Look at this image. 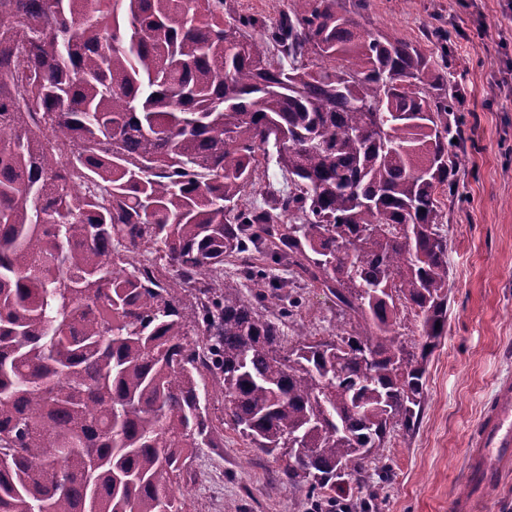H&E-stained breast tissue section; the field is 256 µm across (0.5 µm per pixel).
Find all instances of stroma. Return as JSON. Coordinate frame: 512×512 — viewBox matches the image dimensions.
I'll list each match as a JSON object with an SVG mask.
<instances>
[{"label": "stroma", "mask_w": 512, "mask_h": 512, "mask_svg": "<svg viewBox=\"0 0 512 512\" xmlns=\"http://www.w3.org/2000/svg\"><path fill=\"white\" fill-rule=\"evenodd\" d=\"M362 28L408 40L429 37L448 85L466 91L457 190L444 196L448 312L425 363L414 430H396L356 479L331 495L283 481L282 465L234 430L224 398L209 416L223 430L215 448L187 464L188 512H449L465 490L466 451L498 380L512 375V0H341ZM292 324L318 338L343 328L335 298L303 288Z\"/></svg>", "instance_id": "stroma-1"}]
</instances>
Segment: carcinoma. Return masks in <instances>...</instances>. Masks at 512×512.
I'll use <instances>...</instances> for the list:
<instances>
[{"label":"carcinoma","mask_w":512,"mask_h":512,"mask_svg":"<svg viewBox=\"0 0 512 512\" xmlns=\"http://www.w3.org/2000/svg\"><path fill=\"white\" fill-rule=\"evenodd\" d=\"M460 103L339 0H0V512H187L212 392L312 492L412 430ZM269 144L288 191L247 203ZM296 282L349 328L284 341ZM287 0H226L224 15L227 13L243 15H262L275 19L282 11H287Z\"/></svg>","instance_id":"1"}]
</instances>
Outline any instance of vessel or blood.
<instances>
[{
	"mask_svg": "<svg viewBox=\"0 0 512 512\" xmlns=\"http://www.w3.org/2000/svg\"><path fill=\"white\" fill-rule=\"evenodd\" d=\"M466 480L472 492L453 499L452 512H475L486 490L512 477V380L499 381L493 402L483 416L468 450Z\"/></svg>",
	"mask_w": 512,
	"mask_h": 512,
	"instance_id": "b4317fda",
	"label": "vessel or blood"
}]
</instances>
